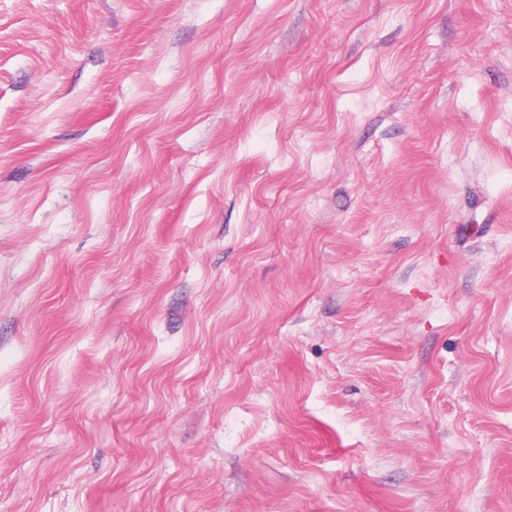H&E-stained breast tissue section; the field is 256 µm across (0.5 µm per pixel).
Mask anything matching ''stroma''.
<instances>
[{
  "instance_id": "stroma-1",
  "label": "stroma",
  "mask_w": 512,
  "mask_h": 512,
  "mask_svg": "<svg viewBox=\"0 0 512 512\" xmlns=\"http://www.w3.org/2000/svg\"><path fill=\"white\" fill-rule=\"evenodd\" d=\"M0 512H512V0H0Z\"/></svg>"
}]
</instances>
